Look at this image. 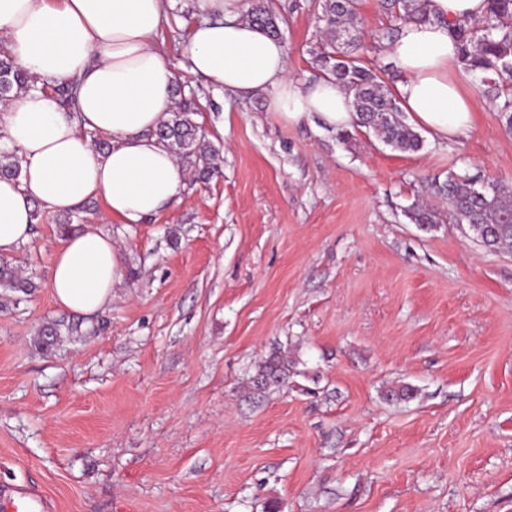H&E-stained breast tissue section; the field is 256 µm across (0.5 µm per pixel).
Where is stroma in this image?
Segmentation results:
<instances>
[{"mask_svg":"<svg viewBox=\"0 0 512 512\" xmlns=\"http://www.w3.org/2000/svg\"><path fill=\"white\" fill-rule=\"evenodd\" d=\"M269 3L290 75L319 79L320 0ZM197 4L165 0L157 47L218 169L137 224L100 198L81 212L121 249L96 313L52 298L56 215L11 255L37 288L0 308V487L33 486L52 512H512V251L450 223L437 192L452 172L512 183L496 101L458 68L474 127L416 152L288 125L265 95L189 74ZM358 12L357 56L396 87L390 17ZM275 350L294 374L251 395Z\"/></svg>","mask_w":512,"mask_h":512,"instance_id":"35a3bbf8","label":"stroma"}]
</instances>
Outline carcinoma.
Wrapping results in <instances>:
<instances>
[{
	"instance_id": "cac0c4a2",
	"label": "carcinoma",
	"mask_w": 512,
	"mask_h": 512,
	"mask_svg": "<svg viewBox=\"0 0 512 512\" xmlns=\"http://www.w3.org/2000/svg\"><path fill=\"white\" fill-rule=\"evenodd\" d=\"M390 11L397 32L406 23L427 20L428 0H380ZM247 19L270 35L280 37L281 31L263 0H253ZM319 21L326 38L318 61L323 76L334 80L353 98L358 115L356 125L373 131L385 144L401 152L417 151L421 136L401 119V109L389 87L373 69L351 55L345 47H359L362 37L356 0H323ZM459 45V59L464 68L482 74L487 91L502 99L500 111L507 116L506 126L512 131V94L500 89L493 76H512V0H487L484 18L477 25L465 23L451 26ZM37 78L23 69L8 48L0 50V101H8L21 91L37 88ZM173 95L178 97L171 117L161 122L153 135L179 159L204 179L215 170L218 153L205 140L194 119L198 107L193 99L181 97L179 86ZM22 158L13 150L0 146V177L19 179ZM448 201V214L457 224H478L489 229L498 249H512V184L489 183L475 187L466 176L448 175L439 187ZM35 284L24 278L5 261L0 262V289L5 300L12 293H28ZM293 373L288 358L274 351L263 360L250 379V389L257 394L280 386Z\"/></svg>"
}]
</instances>
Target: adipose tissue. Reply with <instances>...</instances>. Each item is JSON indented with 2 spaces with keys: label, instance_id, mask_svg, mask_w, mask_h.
<instances>
[{
  "label": "adipose tissue",
  "instance_id": "obj_1",
  "mask_svg": "<svg viewBox=\"0 0 512 512\" xmlns=\"http://www.w3.org/2000/svg\"><path fill=\"white\" fill-rule=\"evenodd\" d=\"M207 17L188 46L190 74L241 97L264 93L287 124L319 117L333 128L357 120L352 97L321 78L302 84L288 74L285 44L249 22L242 0H202ZM428 22L402 26L388 46L401 76L404 111L429 136L466 135L473 103L453 71L458 48L449 28L481 19L486 0H429ZM164 0H0V31L41 86L0 105L7 145L23 158L20 179H0V256L32 237L35 206L74 210L104 199L113 216L136 224L180 193L185 172L154 129L174 108V66L156 49ZM78 80L79 111L66 112L48 84ZM112 142L106 153L88 137ZM121 278L120 249L88 230L68 237L50 263V287L62 308L92 314L112 299Z\"/></svg>",
  "mask_w": 512,
  "mask_h": 512
}]
</instances>
